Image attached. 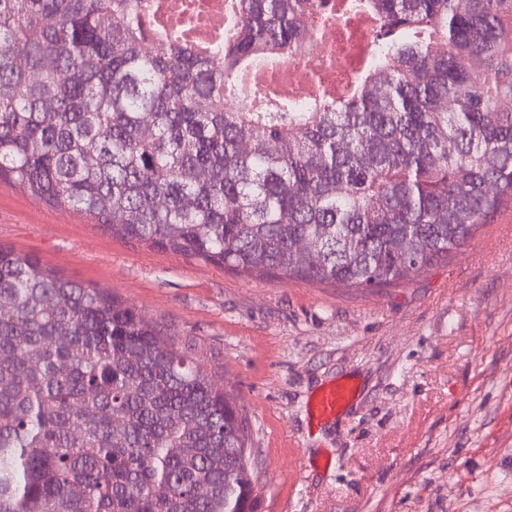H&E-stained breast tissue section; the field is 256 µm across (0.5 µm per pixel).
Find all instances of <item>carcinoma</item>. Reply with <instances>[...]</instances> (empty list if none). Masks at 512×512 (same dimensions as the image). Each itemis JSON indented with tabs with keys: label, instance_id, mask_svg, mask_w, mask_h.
I'll return each instance as SVG.
<instances>
[{
	"label": "carcinoma",
	"instance_id": "carcinoma-1",
	"mask_svg": "<svg viewBox=\"0 0 512 512\" xmlns=\"http://www.w3.org/2000/svg\"><path fill=\"white\" fill-rule=\"evenodd\" d=\"M331 9L237 0L202 53L147 48L148 0H0V183L238 273L408 283L512 203V0H341L379 22L345 100L224 107ZM257 466L161 328L0 246V512H256Z\"/></svg>",
	"mask_w": 512,
	"mask_h": 512
}]
</instances>
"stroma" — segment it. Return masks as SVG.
I'll return each mask as SVG.
<instances>
[{
    "label": "stroma",
    "instance_id": "1",
    "mask_svg": "<svg viewBox=\"0 0 512 512\" xmlns=\"http://www.w3.org/2000/svg\"><path fill=\"white\" fill-rule=\"evenodd\" d=\"M495 215L396 288L235 274L103 230L0 184V246L105 288L247 413L258 512H512V232ZM347 376L335 420L306 403Z\"/></svg>",
    "mask_w": 512,
    "mask_h": 512
}]
</instances>
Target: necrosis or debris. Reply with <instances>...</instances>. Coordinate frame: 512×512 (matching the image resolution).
I'll return each instance as SVG.
<instances>
[{
	"label": "necrosis or debris",
	"mask_w": 512,
	"mask_h": 512,
	"mask_svg": "<svg viewBox=\"0 0 512 512\" xmlns=\"http://www.w3.org/2000/svg\"><path fill=\"white\" fill-rule=\"evenodd\" d=\"M163 34L182 33L200 40L224 28L226 0H149ZM377 23L367 17L344 21L331 17L316 23L315 32L304 49L282 65L283 83H275L266 72L252 73L237 83L228 106L249 111H265L270 99L285 95L308 99L319 95L342 96L358 74L371 47Z\"/></svg>",
	"instance_id": "obj_1"
}]
</instances>
